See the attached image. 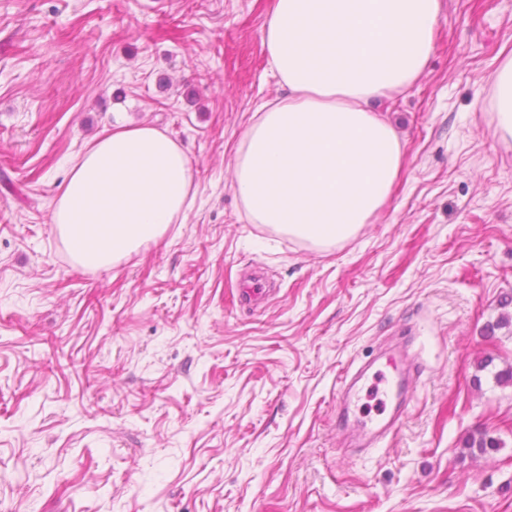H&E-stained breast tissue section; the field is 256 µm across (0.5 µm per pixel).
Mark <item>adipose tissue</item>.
Here are the masks:
<instances>
[{"label": "adipose tissue", "mask_w": 512, "mask_h": 512, "mask_svg": "<svg viewBox=\"0 0 512 512\" xmlns=\"http://www.w3.org/2000/svg\"><path fill=\"white\" fill-rule=\"evenodd\" d=\"M438 22L439 0H272L263 43L285 93L254 114L234 154L252 223L321 249L374 223L405 151L369 104L414 86ZM492 109L496 136L512 140V53L493 74ZM191 190L175 140L118 125L71 169L52 222L75 263L107 268L184 217Z\"/></svg>", "instance_id": "adipose-tissue-1"}]
</instances>
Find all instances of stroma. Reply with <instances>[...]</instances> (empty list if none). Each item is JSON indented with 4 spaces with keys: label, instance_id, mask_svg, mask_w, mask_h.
Here are the masks:
<instances>
[{
    "label": "stroma",
    "instance_id": "obj_1",
    "mask_svg": "<svg viewBox=\"0 0 512 512\" xmlns=\"http://www.w3.org/2000/svg\"><path fill=\"white\" fill-rule=\"evenodd\" d=\"M270 0H0V512H512V143L491 76L512 0H441L415 87L374 101L405 142L383 213L327 250L251 223L234 150L283 89ZM186 152L162 238L78 266L52 222L119 123ZM263 270L266 308L236 304ZM415 332L424 373L380 447L349 443L347 366ZM492 359L491 369L477 364ZM501 448L469 455L471 432Z\"/></svg>",
    "mask_w": 512,
    "mask_h": 512
}]
</instances>
